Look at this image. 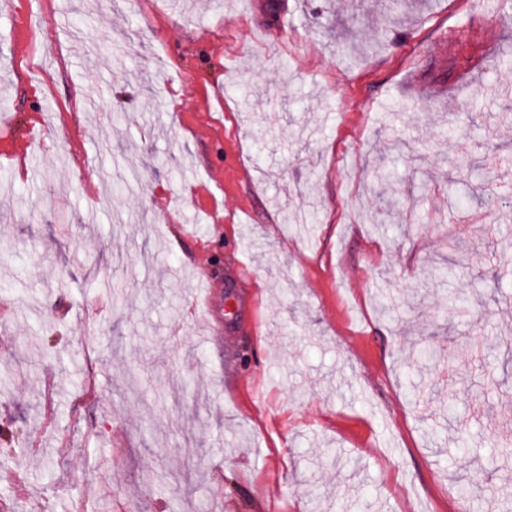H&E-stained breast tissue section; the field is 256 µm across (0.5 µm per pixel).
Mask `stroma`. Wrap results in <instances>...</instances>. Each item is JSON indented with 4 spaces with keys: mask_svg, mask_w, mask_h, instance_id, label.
<instances>
[{
    "mask_svg": "<svg viewBox=\"0 0 512 512\" xmlns=\"http://www.w3.org/2000/svg\"><path fill=\"white\" fill-rule=\"evenodd\" d=\"M503 11L0 0V512L512 504Z\"/></svg>",
    "mask_w": 512,
    "mask_h": 512,
    "instance_id": "35a3bbf8",
    "label": "stroma"
}]
</instances>
